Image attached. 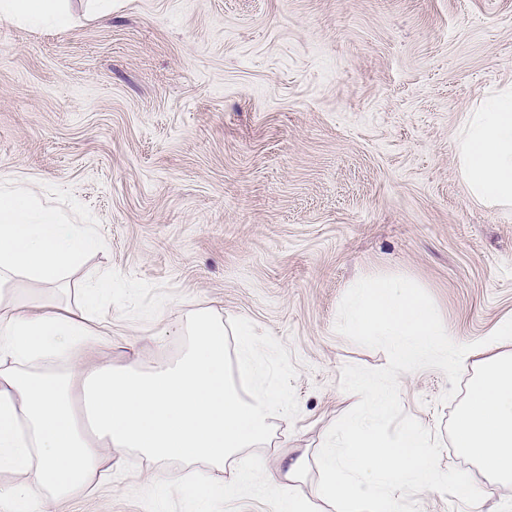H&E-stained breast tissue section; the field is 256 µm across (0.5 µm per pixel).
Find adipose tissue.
<instances>
[{
	"label": "adipose tissue",
	"instance_id": "adipose-tissue-1",
	"mask_svg": "<svg viewBox=\"0 0 512 512\" xmlns=\"http://www.w3.org/2000/svg\"><path fill=\"white\" fill-rule=\"evenodd\" d=\"M64 0H0V20L68 26ZM457 170L471 200L512 205V85L485 91L455 139ZM103 241L93 225L76 223L44 204L28 186L0 181V291L24 278L45 288ZM186 338L173 362L143 369L91 357L95 331L84 318L49 311L0 313V468L18 483L0 488L6 512H31L33 489L58 499L84 494L113 460L136 451L154 462L177 459L223 468L242 449L266 442L281 406L257 368L261 346L244 332L234 355L224 320L211 308L191 310L165 330ZM304 457L282 456L268 476L287 483L279 512H316L302 485Z\"/></svg>",
	"mask_w": 512,
	"mask_h": 512
}]
</instances>
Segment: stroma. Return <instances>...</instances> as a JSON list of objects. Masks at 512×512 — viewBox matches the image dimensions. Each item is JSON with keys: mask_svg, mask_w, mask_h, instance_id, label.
Wrapping results in <instances>:
<instances>
[{"mask_svg": "<svg viewBox=\"0 0 512 512\" xmlns=\"http://www.w3.org/2000/svg\"><path fill=\"white\" fill-rule=\"evenodd\" d=\"M64 5V30L0 21V175L104 246L64 287L24 283L15 300L76 315L78 285L110 272L92 326L115 363L178 358L184 340L147 336L190 310L248 324L287 415L246 468L284 444L316 456L356 402L342 368L386 365L334 329L360 278L412 279L461 344L512 318V207L473 203L454 160L465 112L512 83V0H112L104 17L95 0ZM398 380L404 412L446 436L444 373ZM440 467L468 472L483 499L426 490L420 512H512L453 446ZM190 471L131 452L98 487L41 508L198 512L180 489ZM278 497L230 489L208 512H277Z\"/></svg>", "mask_w": 512, "mask_h": 512, "instance_id": "stroma-1", "label": "stroma"}]
</instances>
